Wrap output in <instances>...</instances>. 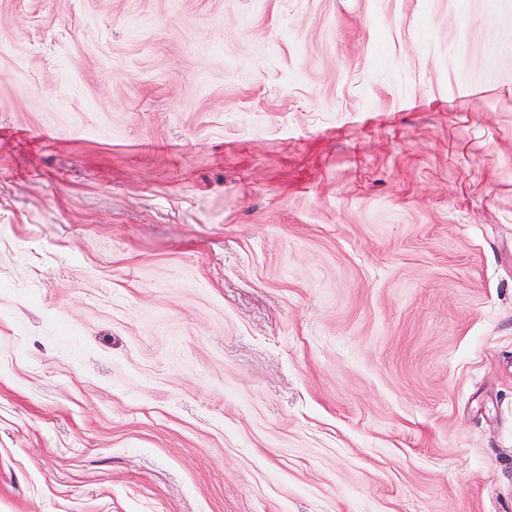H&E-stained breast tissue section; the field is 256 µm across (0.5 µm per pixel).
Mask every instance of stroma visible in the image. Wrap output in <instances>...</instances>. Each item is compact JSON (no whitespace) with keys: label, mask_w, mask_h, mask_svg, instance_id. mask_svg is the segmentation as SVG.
I'll list each match as a JSON object with an SVG mask.
<instances>
[{"label":"stroma","mask_w":512,"mask_h":512,"mask_svg":"<svg viewBox=\"0 0 512 512\" xmlns=\"http://www.w3.org/2000/svg\"><path fill=\"white\" fill-rule=\"evenodd\" d=\"M0 512H512V0H0Z\"/></svg>","instance_id":"stroma-1"}]
</instances>
